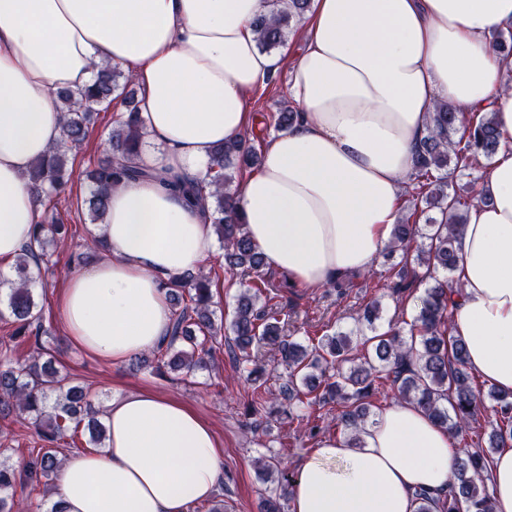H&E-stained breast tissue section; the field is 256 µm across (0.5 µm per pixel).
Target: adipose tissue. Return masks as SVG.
Instances as JSON below:
<instances>
[{
  "label": "adipose tissue",
  "mask_w": 512,
  "mask_h": 512,
  "mask_svg": "<svg viewBox=\"0 0 512 512\" xmlns=\"http://www.w3.org/2000/svg\"><path fill=\"white\" fill-rule=\"evenodd\" d=\"M270 10V0H0V261L33 241L40 202L26 174L60 141L58 92L84 88L102 64L128 68L142 89L140 162L158 177L112 188L102 257L57 301L86 354L119 364L160 344L164 282L215 255L205 213L166 180L204 179L214 149L255 128L247 97L279 67L253 27ZM298 27L287 95L302 118L268 142L232 199L267 268L318 288L376 265L430 112L492 113L501 146L459 230L450 333L475 377L512 392V56L491 42L512 28V0H312ZM106 425L103 449L65 461L61 512H188L213 497L220 444L185 403L142 389L113 398ZM452 477L447 430L394 402L361 447L333 434L301 461L290 509L418 512L416 491ZM489 485L493 512H512V448L494 455Z\"/></svg>",
  "instance_id": "obj_1"
}]
</instances>
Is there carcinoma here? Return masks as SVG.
Here are the masks:
<instances>
[{
	"instance_id": "1",
	"label": "carcinoma",
	"mask_w": 512,
	"mask_h": 512,
	"mask_svg": "<svg viewBox=\"0 0 512 512\" xmlns=\"http://www.w3.org/2000/svg\"><path fill=\"white\" fill-rule=\"evenodd\" d=\"M284 4L272 16H261L255 22L257 44L265 52L285 43L292 22L309 10L311 0H284ZM119 90L124 93L125 111L114 121L105 156L84 172L92 187L91 223L104 220L107 191L112 186L158 178L155 171L139 163L145 132L132 76L111 65L96 67L92 83L79 93H60L61 143L29 171L44 211L34 224L33 245L15 258L16 279L10 281L6 312L14 324L10 341L28 343L35 355L21 360L8 347L0 350V416L17 412L27 417L45 445L30 455L22 473L0 462V512H14L17 481L37 484L57 474L61 441L78 436L80 431L88 432V444L95 448L106 440V428L95 417L97 410L90 393L70 384L52 359H42L46 330L29 275L32 264L50 268L54 251L69 236L68 225L57 223L52 215L74 175L68 167V155L86 140L93 113L109 108ZM299 117L300 112L283 105L276 130H288ZM458 122L456 108L438 105L416 155L411 205L426 215L425 223H412L408 217L399 220L384 254L401 253V260L388 269L389 296L401 300L417 285L425 282L427 287L412 321L393 317L383 333L376 325L382 313L377 299L365 306L355 328L338 329L308 344L285 333L275 307L259 304L263 298L273 300L277 288L267 279L263 256L247 237L244 225L226 217L225 206L236 169L260 164L246 136L228 140L214 150L207 180L173 182L189 203L207 211L224 246L226 272L245 284L229 329L237 349L235 362L247 383L246 413L267 412L279 395L292 410L289 419L304 422L313 438L321 430V416L316 411L329 405L336 431L358 448L364 426L376 415V395L384 392L415 404L445 427L453 439L464 432L474 433L476 440L463 447L452 445L455 479L444 488L416 491L418 512H493L487 484L489 460L498 449L512 447V393L478 382L466 369L465 343L449 334L450 297L460 291L452 277L458 259L459 227L480 197L448 193V177L470 170L478 156L492 158L500 146L490 113L473 115L464 132ZM211 287L210 278L201 272L166 282L171 304L170 337L144 358L145 363L158 372L167 367L184 377L206 368L220 333L212 319ZM265 346L275 350L276 363L288 371V380L277 394L270 384L273 373L259 357ZM488 410L494 413L496 424L486 439L480 429ZM278 464L274 456L262 461L264 475L277 476L276 486L261 493L262 512H286L290 478L278 470Z\"/></svg>"
}]
</instances>
